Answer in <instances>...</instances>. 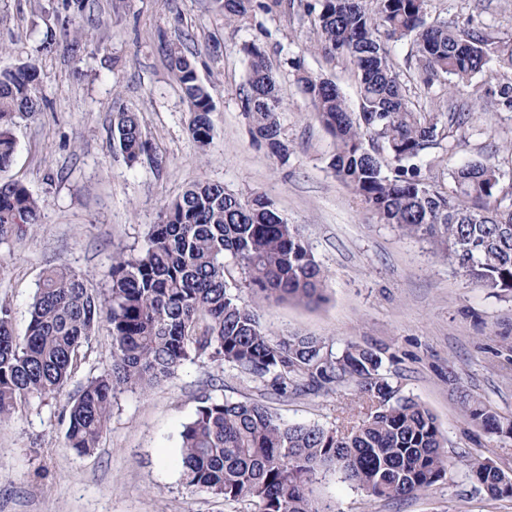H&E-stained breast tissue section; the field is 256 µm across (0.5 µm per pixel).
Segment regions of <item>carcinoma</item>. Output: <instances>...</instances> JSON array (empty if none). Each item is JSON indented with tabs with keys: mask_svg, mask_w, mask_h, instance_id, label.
Returning a JSON list of instances; mask_svg holds the SVG:
<instances>
[{
	"mask_svg": "<svg viewBox=\"0 0 512 512\" xmlns=\"http://www.w3.org/2000/svg\"><path fill=\"white\" fill-rule=\"evenodd\" d=\"M222 7L229 23L257 8L271 10L263 0H222ZM303 10L314 17L321 50L348 58L359 87L353 112L335 82L296 68L314 118L334 138L329 167L335 176L380 223L431 241L472 283L512 292V203L504 205L501 174L492 165L468 163L452 171L446 191L429 180L422 158L468 117L454 113L445 124L441 112L417 111L387 42L413 38L425 89L462 87L478 106L510 111L512 82L493 87L482 76L496 58L512 62V46L478 28L448 25L432 0H314ZM243 53L249 76L241 101L252 139L285 161L280 74L263 45L247 42ZM173 60L191 115L188 133L202 149L213 136L212 99L194 62L179 52ZM39 79L32 63L0 69V239L39 223L40 200L5 177L16 152L17 119L40 109ZM112 140L131 164L150 154L134 112L113 113ZM233 269L263 301L311 306L324 300L327 271L296 226L267 197L242 199L212 182L194 183L173 200L150 225L142 248L112 255L109 287L90 288L69 267L45 270L24 336L14 334L9 309L0 307V422L62 390L84 343L105 321L112 365L62 411L67 445L79 454L97 447L116 392H146L194 355L233 364L275 392L286 391L290 381L320 388L353 380L367 413L358 425L325 428L285 423L258 402L204 397L180 434L189 486L226 500L255 498L261 512H335L313 495L312 485L328 471L373 498L418 495L446 476L451 461L443 431L427 408L379 373V352L350 344L334 357L315 336L272 338L258 310L230 291ZM462 406L488 433L512 438V417L475 397ZM464 466L489 495L512 497L492 459L470 457Z\"/></svg>",
	"mask_w": 512,
	"mask_h": 512,
	"instance_id": "obj_1",
	"label": "carcinoma"
}]
</instances>
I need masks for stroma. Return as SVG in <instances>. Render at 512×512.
<instances>
[{
  "instance_id": "35a3bbf8",
  "label": "stroma",
  "mask_w": 512,
  "mask_h": 512,
  "mask_svg": "<svg viewBox=\"0 0 512 512\" xmlns=\"http://www.w3.org/2000/svg\"><path fill=\"white\" fill-rule=\"evenodd\" d=\"M449 25L471 24L512 43V0H432ZM317 34L302 10L252 12L228 25L219 0H0V68L40 69V110L14 128L9 175L42 202L40 222L0 241V305L24 335L42 272L65 265L90 287L108 285L113 252L141 248L165 206L195 181L223 184L242 197H268L297 225L327 270L317 306L268 303L239 288L274 337L307 334L332 354L351 343L379 349L380 373L436 418L456 464L413 498L367 497L327 475L314 493L336 512H512L470 480L459 457L488 456L512 476V440L501 441L464 414L470 394L512 416V293L471 284L430 242L379 223L361 209L329 167L333 140L314 119L294 80L293 62L336 83L359 108L352 67L314 49ZM52 42L44 50V42ZM265 46L282 80L279 161L252 142L240 91L248 77L244 43ZM195 62L214 110L213 138L199 149L171 50ZM412 102L424 111L468 108L465 91L424 92L412 40L388 44ZM135 112L152 151L128 164L112 141V114ZM499 169L512 191V112H471L454 143L424 158L431 180L449 185L457 166ZM82 361L56 395L32 402L0 424V512H260L250 499L227 501L182 479L180 433L201 398L257 401L288 423H345L357 388L349 381L315 391L277 393L262 379L208 358L184 361L150 392H118L97 448L66 446L62 410L88 379L112 364V336L100 324Z\"/></svg>"
}]
</instances>
